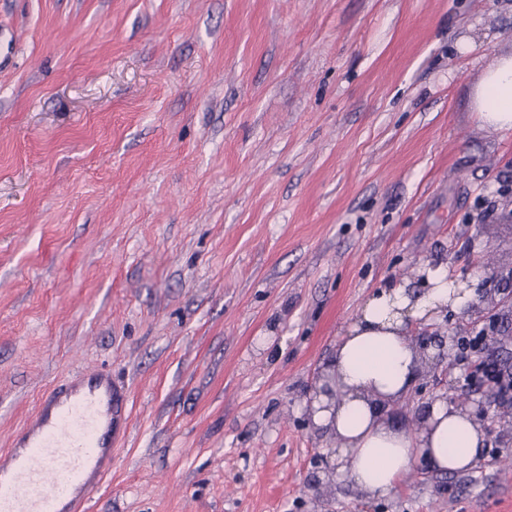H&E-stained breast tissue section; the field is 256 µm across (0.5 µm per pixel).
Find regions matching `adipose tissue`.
<instances>
[{"instance_id":"adipose-tissue-1","label":"adipose tissue","mask_w":512,"mask_h":512,"mask_svg":"<svg viewBox=\"0 0 512 512\" xmlns=\"http://www.w3.org/2000/svg\"><path fill=\"white\" fill-rule=\"evenodd\" d=\"M474 102L484 124L512 131V52L483 73ZM425 280V291L384 288L366 302L325 367L339 398L319 394L312 404L315 426L336 442L337 472L372 496L393 492L420 458L437 473L468 470L484 445L477 419L443 400L430 405L418 433L392 426L384 415V404L406 396L419 375L410 324L477 302L474 283L450 278L444 267L427 268Z\"/></svg>"}]
</instances>
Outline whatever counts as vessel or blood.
<instances>
[{
    "instance_id": "obj_1",
    "label": "vessel or blood",
    "mask_w": 512,
    "mask_h": 512,
    "mask_svg": "<svg viewBox=\"0 0 512 512\" xmlns=\"http://www.w3.org/2000/svg\"><path fill=\"white\" fill-rule=\"evenodd\" d=\"M130 398L103 369L47 389L0 462V512H82L128 433Z\"/></svg>"
}]
</instances>
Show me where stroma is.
<instances>
[{
	"label": "stroma",
	"instance_id": "35a3bbf8",
	"mask_svg": "<svg viewBox=\"0 0 512 512\" xmlns=\"http://www.w3.org/2000/svg\"><path fill=\"white\" fill-rule=\"evenodd\" d=\"M509 50L512 0H0V456L105 368L131 424L86 512H512V404L457 361L487 327L511 370L512 308L432 319L454 367L396 403L487 409L470 470L368 496L311 415L376 290L512 271V134L473 107Z\"/></svg>",
	"mask_w": 512,
	"mask_h": 512
}]
</instances>
